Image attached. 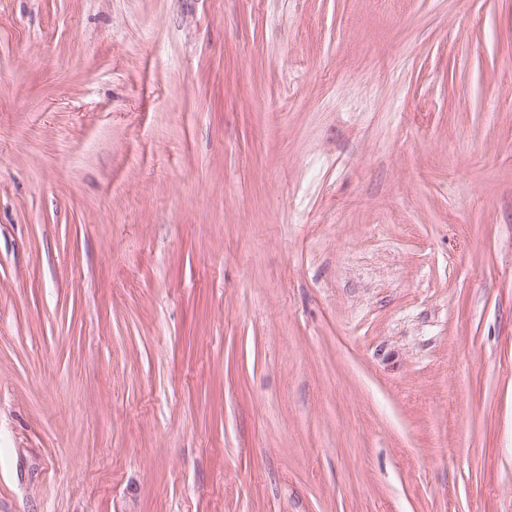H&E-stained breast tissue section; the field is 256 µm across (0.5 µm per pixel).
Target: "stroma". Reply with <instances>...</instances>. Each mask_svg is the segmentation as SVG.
Returning <instances> with one entry per match:
<instances>
[{
  "label": "stroma",
  "instance_id": "35a3bbf8",
  "mask_svg": "<svg viewBox=\"0 0 512 512\" xmlns=\"http://www.w3.org/2000/svg\"><path fill=\"white\" fill-rule=\"evenodd\" d=\"M0 512H512V0H0Z\"/></svg>",
  "mask_w": 512,
  "mask_h": 512
}]
</instances>
